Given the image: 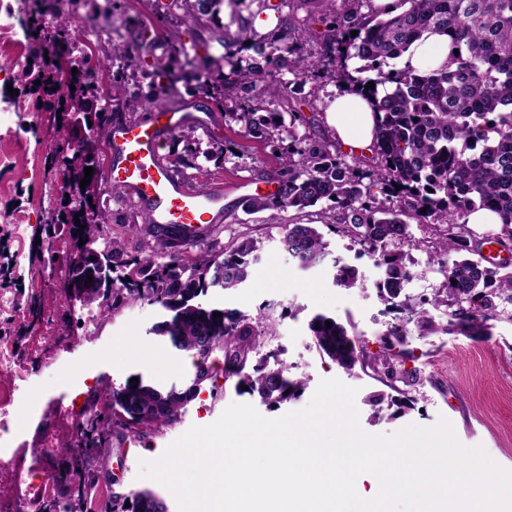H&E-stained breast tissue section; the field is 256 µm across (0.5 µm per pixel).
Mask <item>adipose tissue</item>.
<instances>
[{
    "label": "adipose tissue",
    "instance_id": "obj_1",
    "mask_svg": "<svg viewBox=\"0 0 512 512\" xmlns=\"http://www.w3.org/2000/svg\"><path fill=\"white\" fill-rule=\"evenodd\" d=\"M447 36L426 34L410 48L407 58L419 71L439 68L448 58ZM326 120L337 140L354 152H367L374 143L378 117L370 103L356 92L343 88L330 101Z\"/></svg>",
    "mask_w": 512,
    "mask_h": 512
}]
</instances>
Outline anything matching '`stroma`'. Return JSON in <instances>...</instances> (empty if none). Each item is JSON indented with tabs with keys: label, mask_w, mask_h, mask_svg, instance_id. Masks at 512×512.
Returning a JSON list of instances; mask_svg holds the SVG:
<instances>
[{
	"label": "stroma",
	"mask_w": 512,
	"mask_h": 512,
	"mask_svg": "<svg viewBox=\"0 0 512 512\" xmlns=\"http://www.w3.org/2000/svg\"><path fill=\"white\" fill-rule=\"evenodd\" d=\"M10 3L9 11L0 12V28H7L20 47L0 52V297L14 301L15 308L0 315V334L16 337L20 355L32 362L34 410L14 452L17 470L37 480L42 473L34 464L32 450L44 432H52L60 445L72 439L68 419L58 413L59 396L67 393L80 396L85 403L97 401L106 391L137 376L147 382L180 385L190 370L182 366L180 352L153 331L165 317L159 306L139 303L104 318L97 304L67 300L59 282L44 283L37 275L47 256V242H54L60 250L66 246L48 191L58 178V145L72 121L58 115L56 106L44 104L43 94L22 84L21 74L33 68L30 45L39 31L23 0ZM166 11L165 0H125L117 12L106 0H81L79 12L70 16V31L72 37L88 35L96 43L117 39L125 29L141 24L162 35L167 31L161 22ZM196 84L194 71L183 69L175 105L207 113L209 125L198 132L202 142H221L234 152L219 166L201 160L199 169L186 170L184 180L192 188L223 189L224 222L213 230L222 243L244 236L261 241L260 259L249 280L222 295L209 293L205 301L253 317L262 311L274 313L275 334L258 355L269 367L287 366L304 389L298 398L277 406L232 381L220 399L201 393L174 425L157 434L131 435L113 445L102 469L118 482L105 487V495L150 490L165 499L169 512H176V501L164 486L140 478V461L159 458L191 426L215 422L233 403L253 405L267 418L303 409L320 381L330 378L357 388L359 423L365 433L390 435L410 424L430 427L444 417L463 445L483 446L498 465L512 470V322L495 323L490 336L481 341L453 333L412 337L411 356L404 367L417 372L419 383L411 400L385 399L380 414H373L370 400L383 395L384 385L372 369L348 370L321 356L312 343L310 322L319 314L334 318L349 326L370 352H378L379 337L392 315L375 291L380 276L376 261L358 254L348 238L329 232L325 235L328 260L306 271L294 266L281 246V227L321 223V207L302 214L289 209L274 217L266 211L245 213L242 203L254 193L257 173L274 170V160L268 150L241 139L234 127L226 125L223 114L197 95ZM108 204L114 215L126 220L120 233L128 252H147L153 240L143 228L137 203L120 194L109 198ZM337 258L356 269L355 288L336 287L333 261ZM37 295L42 308H61L56 327L41 330L34 326L30 308Z\"/></svg>",
	"instance_id": "35a3bbf8"
}]
</instances>
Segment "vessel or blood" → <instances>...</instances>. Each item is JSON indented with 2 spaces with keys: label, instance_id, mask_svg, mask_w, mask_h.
Instances as JSON below:
<instances>
[{
  "label": "vessel or blood",
  "instance_id": "1",
  "mask_svg": "<svg viewBox=\"0 0 512 512\" xmlns=\"http://www.w3.org/2000/svg\"><path fill=\"white\" fill-rule=\"evenodd\" d=\"M208 121L205 114L163 107L145 120L110 127L105 147L111 158V183L139 204L146 223L161 229L177 225L197 236L206 225L223 222V195L189 188L159 155L162 141L183 125L204 126Z\"/></svg>",
  "mask_w": 512,
  "mask_h": 512
}]
</instances>
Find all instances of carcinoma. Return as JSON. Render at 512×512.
<instances>
[{"mask_svg": "<svg viewBox=\"0 0 512 512\" xmlns=\"http://www.w3.org/2000/svg\"><path fill=\"white\" fill-rule=\"evenodd\" d=\"M247 1L258 4L260 13L275 11V27L260 34L251 20L242 17L237 31L228 33L220 18L224 3L237 8ZM298 2L169 0L167 63L159 68L146 59L152 47L146 28L129 31L121 41L89 56L70 41L69 17L60 7L40 27L35 52H47L58 61L78 53L83 63L76 74L66 77L56 65L41 74L42 83L47 96L73 110L90 109L102 97L99 82L108 71L116 91L112 113L123 119L173 96L175 68L198 69L197 94L211 100L224 121L238 127L241 138L263 144L277 160L273 172L258 176L275 190L247 199V208L302 211L329 202L332 216L326 227L349 238L359 246V253L375 258L382 269L375 288L396 316L381 335V353L369 357L356 344L358 337L323 315L312 321L317 351L347 368L358 362L369 366L378 381L405 395L398 384L410 387L416 382V376L401 368L402 358L411 354L408 337L441 331L476 338L487 335L494 321H512V271L507 264L484 258V241L475 238L464 222L467 213L478 208L497 213L502 224L496 244L504 251L512 249V0H397L395 7L402 8L398 13L376 7L374 0H324L327 7L315 19L321 26L317 57L306 48L311 28L297 18ZM203 19L213 25L216 40L224 47L221 61L190 56L180 38L178 27ZM353 31L358 35L351 36ZM428 32L448 36L443 66L417 71L408 64L391 65ZM353 60L361 65L350 67ZM277 73H289L293 79L275 80ZM370 81L374 88L367 90L364 85ZM292 83H313L317 88L345 83L375 99L380 119L371 156L346 154L331 141L297 134L296 125L307 121L300 104L310 100L288 103V122L277 109L292 94ZM489 128L497 132V139H488ZM105 129L106 123L100 122L94 128L84 126L81 132L73 128L62 138L60 196L88 197L91 186L80 188L84 168L93 165L86 141L93 137L103 143ZM180 138L182 150L173 152L177 173L198 168L201 145L191 132ZM378 185L379 196L371 193ZM58 223L67 242L62 264L74 263L86 244L108 254L120 286L103 297L102 312L116 314L137 302L160 306L168 315L154 327L155 333L191 358L194 367L180 386L140 379L134 388L128 382L112 390L110 414L90 404L84 420L90 434L109 432L123 438L127 432L156 433L177 423L180 411L204 389L214 399L222 395L220 375L226 380L238 378V384L269 404L283 403L303 389L301 381L288 377L285 367L251 364V353L274 334L270 318L197 302L211 289L234 290L249 279L259 260L258 240L244 238L224 245L192 238L186 254L159 238L156 247L141 256L129 254L121 236L104 231L108 223L104 208L83 213L78 226L73 220ZM414 223L434 232L435 256L450 250L466 253L450 264L441 263L442 282L429 297L405 292L414 272L404 247L421 246L410 232ZM282 229L283 249L299 269H310L327 256V242L317 225L285 224ZM335 268L337 287H356L354 269L339 264ZM430 306L443 310L445 324L432 321ZM217 350L224 356L220 375L208 368ZM127 503L131 507H125ZM112 512H167V507L149 490H131L113 496Z\"/></svg>", "mask_w": 512, "mask_h": 512, "instance_id": "cac0c4a2", "label": "carcinoma"}]
</instances>
